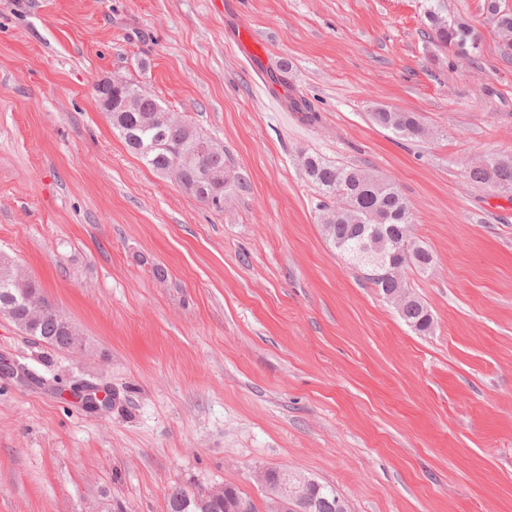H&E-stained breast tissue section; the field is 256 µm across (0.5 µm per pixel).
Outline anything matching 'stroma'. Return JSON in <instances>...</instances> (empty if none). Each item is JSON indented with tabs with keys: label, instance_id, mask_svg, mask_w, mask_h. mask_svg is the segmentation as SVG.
Returning a JSON list of instances; mask_svg holds the SVG:
<instances>
[{
	"label": "stroma",
	"instance_id": "stroma-1",
	"mask_svg": "<svg viewBox=\"0 0 512 512\" xmlns=\"http://www.w3.org/2000/svg\"><path fill=\"white\" fill-rule=\"evenodd\" d=\"M429 0H0V251L89 350L0 318V512H166L173 485L260 467L352 512H512V196L470 181L512 153V53L485 0H444L475 61L429 38ZM288 68L282 111L231 35ZM148 90L224 148L223 209L126 148L96 84ZM417 113L397 138L375 108ZM369 169L411 206L428 271L395 306L326 238L309 154ZM108 386L112 408L63 398ZM318 482V481H317ZM319 483V482H318ZM319 489L312 492V500L308 512H337V502H346L336 493V490L331 486L319 483ZM348 507V505L346 504ZM335 509V510H334Z\"/></svg>",
	"mask_w": 512,
	"mask_h": 512
}]
</instances>
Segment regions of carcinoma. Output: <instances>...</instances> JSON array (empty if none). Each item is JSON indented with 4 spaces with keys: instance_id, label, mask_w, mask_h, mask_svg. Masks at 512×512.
<instances>
[{
    "instance_id": "carcinoma-1",
    "label": "carcinoma",
    "mask_w": 512,
    "mask_h": 512,
    "mask_svg": "<svg viewBox=\"0 0 512 512\" xmlns=\"http://www.w3.org/2000/svg\"><path fill=\"white\" fill-rule=\"evenodd\" d=\"M486 11L495 20L504 38L505 47L512 50V13L504 12L497 0H486ZM429 36L456 54L480 41L478 32L463 19H448L441 0H433L427 11ZM121 95L133 96L131 108L110 115L112 128L124 139L126 146L149 169L172 177L188 194L215 209L224 206V190L206 181L212 168L224 166V149L206 158L193 154L194 139L202 133L189 121L165 124L154 114L163 108L151 95H138V88L123 84ZM372 121L398 137L421 138L426 129L414 112H394L377 108ZM302 167L306 177L317 186L322 195L335 202L336 195L344 197L345 207L324 205V231L334 247L350 257L363 269V277L382 294L404 288L402 280L387 275L390 263L413 266L425 272L433 261L430 252L411 242L410 208L398 186L367 169L337 165L314 154L304 157ZM470 180L490 184L497 190L512 194V154H490L485 164L468 168ZM400 317L414 331L432 330L434 318L427 306L411 295L399 310ZM240 489L224 486V499L213 498L205 488L175 485L167 494V512H180L185 505L205 512H226L225 502ZM310 512H336L343 499L328 485L312 492Z\"/></svg>"
}]
</instances>
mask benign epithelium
Returning a JSON list of instances; mask_svg holds the SVG:
<instances>
[{"label": "benign epithelium", "instance_id": "1", "mask_svg": "<svg viewBox=\"0 0 512 512\" xmlns=\"http://www.w3.org/2000/svg\"><path fill=\"white\" fill-rule=\"evenodd\" d=\"M102 94L99 102L106 113H111L124 107L122 99L114 93L119 85L106 80L100 84ZM0 279L17 288V292L11 295V299L20 302L18 311L8 310L4 313L7 319L19 332L27 338L46 345L53 341L61 346V351L66 353L81 354L87 350L86 339L81 334L75 323L62 311L51 305L41 294H34L28 289L32 277L26 269L12 257L0 252ZM52 318L56 335L38 336L36 332L46 318ZM68 392L83 405L92 410L107 409L111 405V397L99 386L88 382L74 384ZM277 486L280 498L276 499V512H303L300 507L309 493L313 479L293 474L291 470L282 467L276 470Z\"/></svg>", "mask_w": 512, "mask_h": 512}]
</instances>
